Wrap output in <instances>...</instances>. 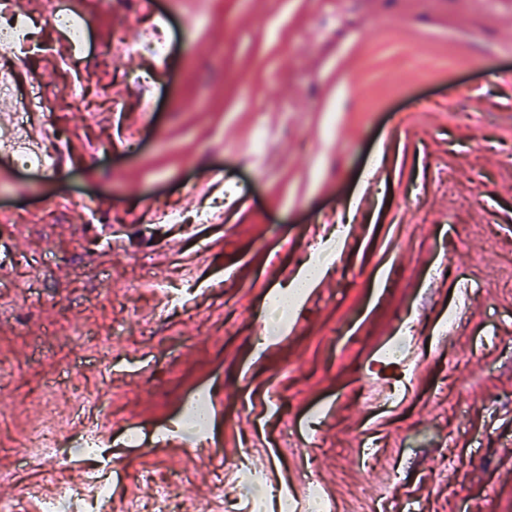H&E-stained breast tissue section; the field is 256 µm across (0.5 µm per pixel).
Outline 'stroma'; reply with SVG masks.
<instances>
[{"instance_id":"1","label":"stroma","mask_w":512,"mask_h":512,"mask_svg":"<svg viewBox=\"0 0 512 512\" xmlns=\"http://www.w3.org/2000/svg\"><path fill=\"white\" fill-rule=\"evenodd\" d=\"M170 2L148 15L81 0L79 47L28 13L24 87L45 102L110 89L123 107L54 113L59 171L0 155V411L15 421L0 492L46 482L17 469L15 436L38 422L64 438L82 387L105 389L112 426L141 437L125 448L116 432L102 461L129 498L150 500L145 470L182 472V498L212 494L210 464L260 440L278 483L303 455L335 512L382 492L419 512H512V0H205L190 18ZM159 25L167 55L137 54ZM171 205L213 221L164 223ZM340 224L345 244L287 334L262 343L270 296ZM188 265L192 302L159 307L145 277ZM406 316L411 370L383 357ZM79 324L107 356L80 349ZM399 378L403 400L370 407ZM199 393L213 397L209 461L155 452ZM370 436L368 475L354 461Z\"/></svg>"}]
</instances>
